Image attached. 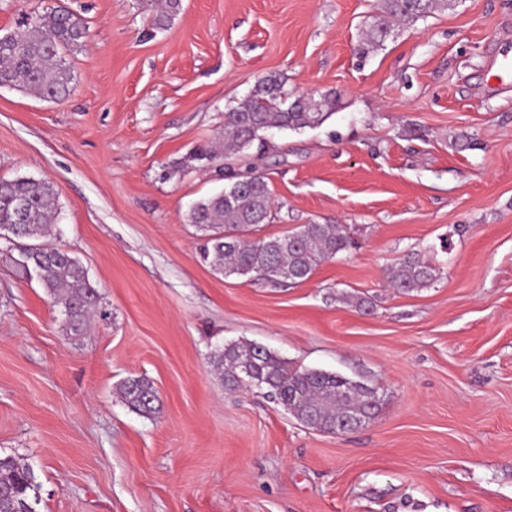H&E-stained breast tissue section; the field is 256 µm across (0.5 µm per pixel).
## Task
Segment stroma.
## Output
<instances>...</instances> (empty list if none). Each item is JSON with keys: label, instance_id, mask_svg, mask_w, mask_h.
Here are the masks:
<instances>
[{"label": "stroma", "instance_id": "stroma-1", "mask_svg": "<svg viewBox=\"0 0 512 512\" xmlns=\"http://www.w3.org/2000/svg\"><path fill=\"white\" fill-rule=\"evenodd\" d=\"M56 7L89 26L74 87L0 89V179L52 184L51 242L101 304L70 335L0 239V457L31 469L37 512H512V83L488 73L512 0H450L368 53L378 0H182L161 31L142 0H0V34ZM273 73L336 104L268 134L258 234L357 242L285 286L217 273L186 220L224 187L192 151ZM410 251L436 282L388 288ZM239 341L375 388L377 417L328 434L227 390L209 356ZM134 376L156 414L118 399Z\"/></svg>", "mask_w": 512, "mask_h": 512}]
</instances>
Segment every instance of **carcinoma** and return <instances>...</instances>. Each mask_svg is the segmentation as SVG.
Segmentation results:
<instances>
[{
  "label": "carcinoma",
  "instance_id": "1",
  "mask_svg": "<svg viewBox=\"0 0 512 512\" xmlns=\"http://www.w3.org/2000/svg\"><path fill=\"white\" fill-rule=\"evenodd\" d=\"M154 12L152 28L167 27L178 14L181 0H145ZM448 9V0H381L379 14L370 26L369 42L377 45L391 33L396 21L413 26L431 13ZM89 27L74 13L56 8L25 14L8 39L0 38V87L29 90L55 102L70 93L73 80L64 52L84 46ZM285 79L269 75L255 81L249 96L224 113V135L218 147L197 149L191 158L215 168L228 183L224 190L193 203L188 223L211 232L201 248L203 260L226 275L251 276L273 285L299 283L309 278L322 261L354 246V240L338 224H302L282 236L250 240L247 235L274 220L271 189L265 174L252 164L236 173L224 159H260L266 133L272 130H301L323 124L333 105L329 94L296 96L288 101ZM23 197L28 210L23 218L14 211V201ZM56 194L45 179L18 177L0 181V225L19 224L15 241L41 255L54 217ZM37 281L60 309L73 312L65 321L67 330L84 331L98 309L100 294L87 270L69 252H59L44 261ZM290 278L282 280L279 273ZM437 278L436 268L411 252L388 274L389 286L402 292L420 291ZM214 370L231 387H257L285 407L299 422L330 434H345L346 419L356 428L376 417L380 401H371L374 391L360 381L335 372L293 369L269 348L257 343H231L210 355ZM117 393L131 410L150 415L156 410L158 394L150 380L130 377L117 386ZM33 474L27 465L11 457L0 458V512H27L38 504Z\"/></svg>",
  "mask_w": 512,
  "mask_h": 512
}]
</instances>
